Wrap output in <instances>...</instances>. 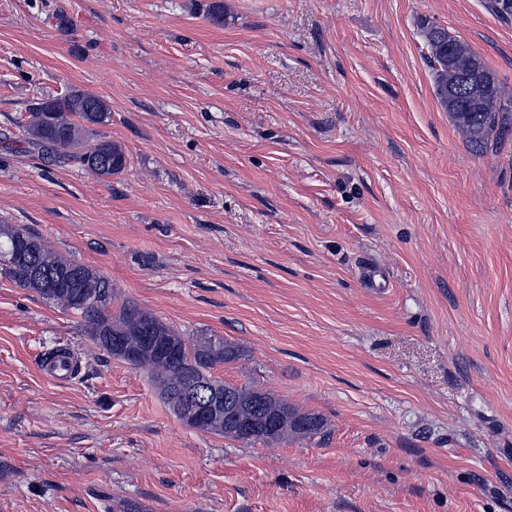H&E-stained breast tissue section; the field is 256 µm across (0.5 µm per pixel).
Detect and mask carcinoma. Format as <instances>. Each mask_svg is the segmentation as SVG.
I'll return each instance as SVG.
<instances>
[{
	"mask_svg": "<svg viewBox=\"0 0 512 512\" xmlns=\"http://www.w3.org/2000/svg\"><path fill=\"white\" fill-rule=\"evenodd\" d=\"M419 26L442 109L473 152L500 143L512 132V98L502 93L495 73L448 29L427 19ZM110 114L101 97L75 89L30 108L28 120L17 124V139L43 158L60 164L77 162L100 178H110L126 167L122 146L99 130ZM0 269L18 286L77 312L87 334L107 354L122 358L112 349V337H124L126 346L139 353L135 366L150 369L173 412H178L175 392L191 376H203L219 391H230L235 404L214 420L208 432L263 444L325 432L326 421L320 414L303 412L270 392L212 377L217 365L238 359L239 348L206 335L195 337L189 347L178 332L130 301L112 311L115 291L107 277L62 259L27 228L0 224Z\"/></svg>",
	"mask_w": 512,
	"mask_h": 512,
	"instance_id": "1",
	"label": "carcinoma"
}]
</instances>
